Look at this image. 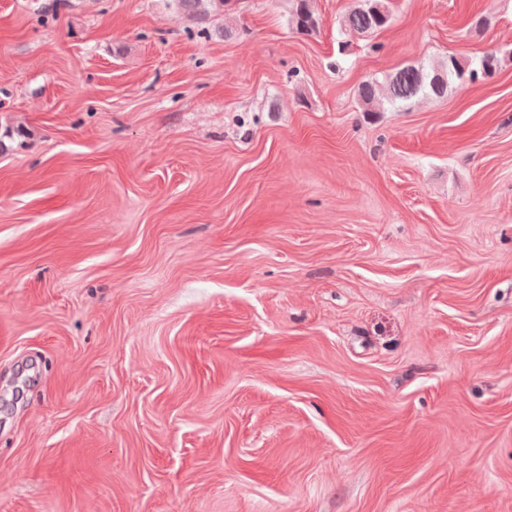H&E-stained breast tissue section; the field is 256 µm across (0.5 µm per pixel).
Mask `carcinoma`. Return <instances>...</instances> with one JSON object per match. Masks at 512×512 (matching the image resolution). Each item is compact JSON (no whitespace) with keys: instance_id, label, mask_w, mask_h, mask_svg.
<instances>
[{"instance_id":"cac0c4a2","label":"carcinoma","mask_w":512,"mask_h":512,"mask_svg":"<svg viewBox=\"0 0 512 512\" xmlns=\"http://www.w3.org/2000/svg\"><path fill=\"white\" fill-rule=\"evenodd\" d=\"M220 5L229 0H178L180 6L194 12L199 21L208 19V4ZM289 23L301 34H313L320 26L315 0H290ZM391 20L387 0H355L343 16L341 28L359 35H370ZM502 59L493 53L482 56L475 64L450 56L427 64H406L382 79L371 78L357 89L361 111L371 116L404 107L419 95L443 97L456 83L465 79L477 82L490 78L498 71Z\"/></svg>"}]
</instances>
